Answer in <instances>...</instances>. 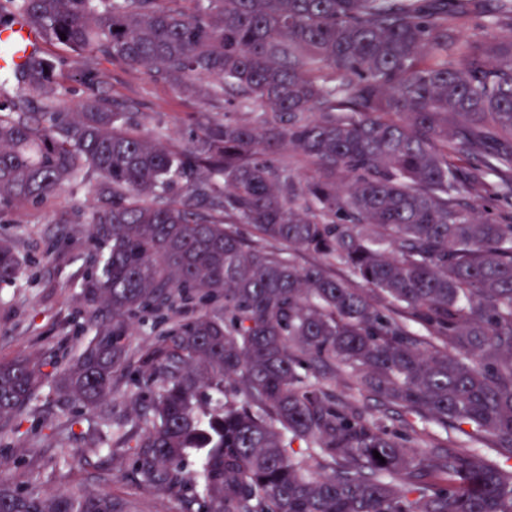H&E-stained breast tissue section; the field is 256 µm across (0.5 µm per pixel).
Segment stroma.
I'll list each match as a JSON object with an SVG mask.
<instances>
[{"instance_id":"1","label":"stroma","mask_w":512,"mask_h":512,"mask_svg":"<svg viewBox=\"0 0 512 512\" xmlns=\"http://www.w3.org/2000/svg\"><path fill=\"white\" fill-rule=\"evenodd\" d=\"M40 51L67 61L60 107H73L83 97L108 98L133 113L141 131L170 150L183 147L211 121L259 118L255 110L227 112L185 96L160 77L100 56L82 58L45 42ZM88 67L98 79L80 84L76 76ZM97 203L96 185L90 182L75 193L62 191L44 205H24L0 216V238L13 243L35 272L33 278L0 288V358L24 353L51 365L80 350L83 337L66 333L64 324L79 304L81 271L100 254L83 219ZM135 458L133 445L113 447L100 411L70 403L50 380L10 423L8 434L0 435V479L20 489L50 494L78 484L125 497L137 512H182L180 500L138 482Z\"/></svg>"}]
</instances>
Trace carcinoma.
Segmentation results:
<instances>
[{
  "label": "carcinoma",
  "mask_w": 512,
  "mask_h": 512,
  "mask_svg": "<svg viewBox=\"0 0 512 512\" xmlns=\"http://www.w3.org/2000/svg\"><path fill=\"white\" fill-rule=\"evenodd\" d=\"M18 15L261 112L170 151L107 98L60 109V59L0 72V213L93 179L104 200L85 221L107 258L65 325L94 333L54 378L96 409L137 358L138 432L112 437L135 441L140 483L184 512H512V213L471 203L512 208V0H0V28ZM25 276L0 240V284ZM145 318L168 326L133 350ZM47 378L0 359L1 431ZM207 386L224 387L210 412ZM0 512L131 504L0 478Z\"/></svg>",
  "instance_id": "cac0c4a2"
}]
</instances>
